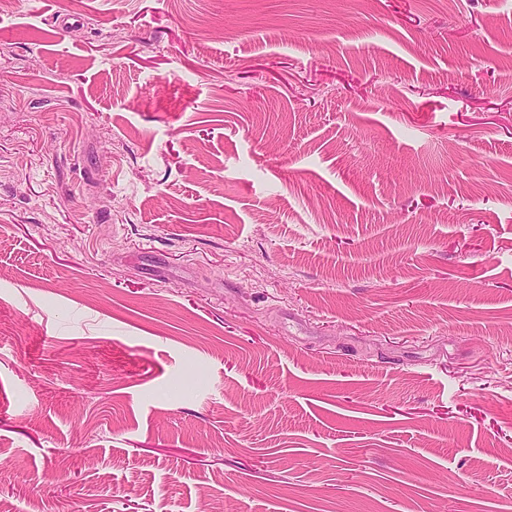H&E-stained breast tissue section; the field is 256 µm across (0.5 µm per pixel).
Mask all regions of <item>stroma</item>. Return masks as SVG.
Returning a JSON list of instances; mask_svg holds the SVG:
<instances>
[{
    "mask_svg": "<svg viewBox=\"0 0 512 512\" xmlns=\"http://www.w3.org/2000/svg\"><path fill=\"white\" fill-rule=\"evenodd\" d=\"M0 504L512 512V0H0Z\"/></svg>",
    "mask_w": 512,
    "mask_h": 512,
    "instance_id": "stroma-1",
    "label": "stroma"
}]
</instances>
